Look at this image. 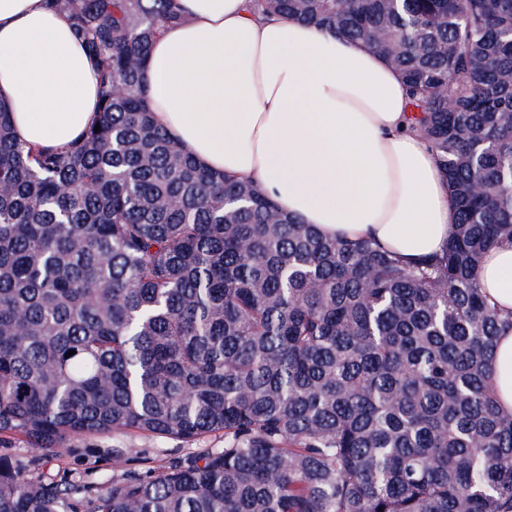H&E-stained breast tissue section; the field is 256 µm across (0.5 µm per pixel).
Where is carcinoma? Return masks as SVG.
Returning a JSON list of instances; mask_svg holds the SVG:
<instances>
[{
    "instance_id": "1",
    "label": "carcinoma",
    "mask_w": 512,
    "mask_h": 512,
    "mask_svg": "<svg viewBox=\"0 0 512 512\" xmlns=\"http://www.w3.org/2000/svg\"><path fill=\"white\" fill-rule=\"evenodd\" d=\"M100 75L97 125L24 145L0 105V512H512V417L482 255L512 241V0H249L365 41L403 76L448 182L443 254L322 236L154 124L179 0H45ZM100 131H95V127ZM76 354L65 357L69 351ZM136 431L224 447L112 479L43 472ZM491 387L499 411L512 415V331L499 336L491 364Z\"/></svg>"
}]
</instances>
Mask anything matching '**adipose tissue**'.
Returning a JSON list of instances; mask_svg holds the SVG:
<instances>
[{"label":"adipose tissue","instance_id":"obj_1","mask_svg":"<svg viewBox=\"0 0 512 512\" xmlns=\"http://www.w3.org/2000/svg\"><path fill=\"white\" fill-rule=\"evenodd\" d=\"M186 20L155 40L154 123L207 168L252 180L321 234L370 240L407 264L440 254L456 212L429 143L409 127L399 72L360 40L248 10L180 0ZM100 79L67 15L0 0V103L18 138L63 148L98 118ZM488 301L512 311V241L479 267ZM491 387L512 415V331Z\"/></svg>","mask_w":512,"mask_h":512}]
</instances>
